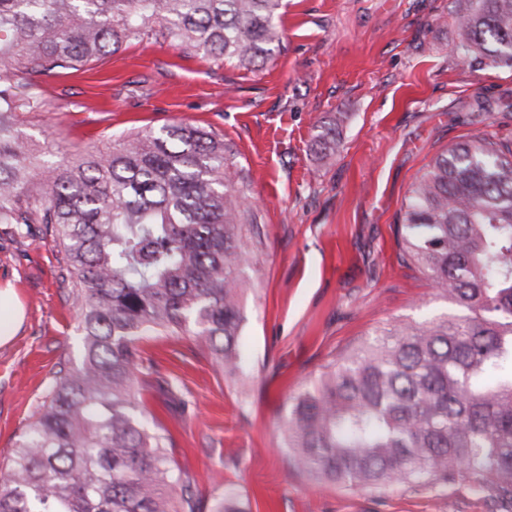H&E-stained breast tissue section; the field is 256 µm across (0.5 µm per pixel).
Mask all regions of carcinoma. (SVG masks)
Returning a JSON list of instances; mask_svg holds the SVG:
<instances>
[{
	"label": "carcinoma",
	"instance_id": "1",
	"mask_svg": "<svg viewBox=\"0 0 512 512\" xmlns=\"http://www.w3.org/2000/svg\"><path fill=\"white\" fill-rule=\"evenodd\" d=\"M282 0H0V224H41L81 312L83 354L61 368L2 466L0 512H202L177 495L169 439L143 423L144 336L201 338L240 364L254 205L238 155L172 123L52 160L21 134L37 78L155 35L243 67L279 48ZM462 66L512 69V0L456 18ZM456 312L389 323L322 367L289 404L288 464L345 489L465 484L512 512V144L476 135L416 178L397 225Z\"/></svg>",
	"mask_w": 512,
	"mask_h": 512
}]
</instances>
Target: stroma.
Here are the masks:
<instances>
[{"label":"stroma","mask_w":512,"mask_h":512,"mask_svg":"<svg viewBox=\"0 0 512 512\" xmlns=\"http://www.w3.org/2000/svg\"><path fill=\"white\" fill-rule=\"evenodd\" d=\"M467 0H288L279 51L243 67L152 37L99 64L45 76L47 110L20 129L55 155L110 135L202 126L237 151L256 201L242 293L240 370L224 375L194 336H148L155 378L144 424L165 431L184 493L213 512H496L468 486L347 491L287 463L281 421L321 367L393 321L450 308L399 258L395 226L422 169L478 134L512 142V70L462 67L452 52ZM336 142L316 144L319 126ZM25 310L0 346V461L61 366L78 364L80 313L41 225H0V287Z\"/></svg>","instance_id":"1"}]
</instances>
